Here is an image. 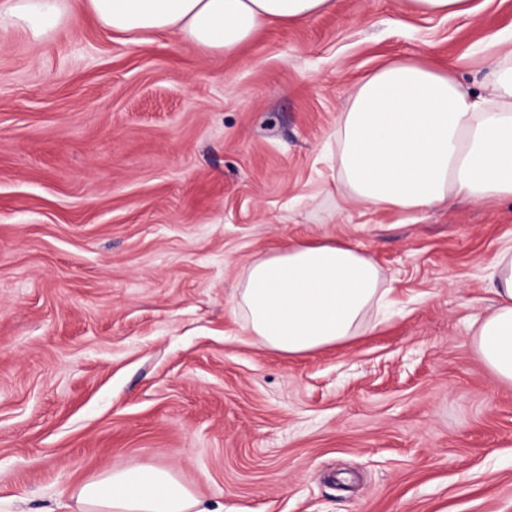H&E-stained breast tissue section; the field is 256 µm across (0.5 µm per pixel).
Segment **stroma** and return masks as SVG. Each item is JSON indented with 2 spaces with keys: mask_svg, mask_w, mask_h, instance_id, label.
Here are the masks:
<instances>
[{
  "mask_svg": "<svg viewBox=\"0 0 512 512\" xmlns=\"http://www.w3.org/2000/svg\"><path fill=\"white\" fill-rule=\"evenodd\" d=\"M69 5L45 41L0 32V512H76L70 491L148 464L224 512H512V385L472 328L512 199L364 206L336 135L391 61L482 92L512 0H336L226 54ZM324 237L375 258L385 317L306 355L258 346L245 268ZM406 3L412 11L421 14L460 16L473 12L469 0H406Z\"/></svg>",
  "mask_w": 512,
  "mask_h": 512,
  "instance_id": "1",
  "label": "stroma"
}]
</instances>
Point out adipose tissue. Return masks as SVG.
Masks as SVG:
<instances>
[{
  "label": "adipose tissue",
  "mask_w": 512,
  "mask_h": 512,
  "mask_svg": "<svg viewBox=\"0 0 512 512\" xmlns=\"http://www.w3.org/2000/svg\"><path fill=\"white\" fill-rule=\"evenodd\" d=\"M67 0H0V31L39 41L67 19ZM335 0H83L101 26L137 41L173 32L205 51L230 52L266 22H302ZM483 93L451 73L392 62L364 76L340 114L344 193L370 207L414 210L462 196L512 199V39L487 56ZM495 303L477 325L476 351L512 385V243L492 272ZM385 291L373 258L336 239L269 250L246 268L235 308L257 343L288 355L312 353L357 335ZM79 512H223L164 466L110 470L72 493Z\"/></svg>",
  "instance_id": "obj_1"
}]
</instances>
